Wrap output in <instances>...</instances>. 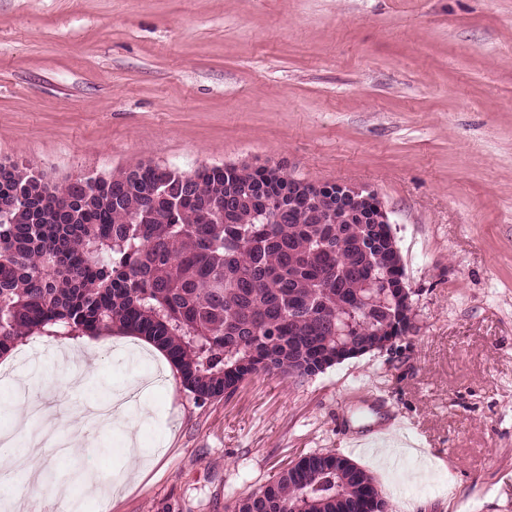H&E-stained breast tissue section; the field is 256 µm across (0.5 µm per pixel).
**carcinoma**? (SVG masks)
<instances>
[{
    "label": "carcinoma",
    "instance_id": "1",
    "mask_svg": "<svg viewBox=\"0 0 512 512\" xmlns=\"http://www.w3.org/2000/svg\"><path fill=\"white\" fill-rule=\"evenodd\" d=\"M269 188L268 203L252 202ZM363 223L336 187L283 169L138 164L52 185L0 165V354L28 333L140 336L202 404L249 376L303 383L410 328L403 265L376 197ZM234 512H386L338 453L306 454Z\"/></svg>",
    "mask_w": 512,
    "mask_h": 512
}]
</instances>
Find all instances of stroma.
I'll return each mask as SVG.
<instances>
[{
    "instance_id": "35a3bbf8",
    "label": "stroma",
    "mask_w": 512,
    "mask_h": 512,
    "mask_svg": "<svg viewBox=\"0 0 512 512\" xmlns=\"http://www.w3.org/2000/svg\"><path fill=\"white\" fill-rule=\"evenodd\" d=\"M0 161L56 183L269 162L357 185L411 291L396 351L301 384L254 375L202 406L131 334L19 340L0 399L65 397L67 440L102 391L166 376L127 427L42 450L40 492H65L66 512H232L328 450L388 512H512V0H0Z\"/></svg>"
}]
</instances>
